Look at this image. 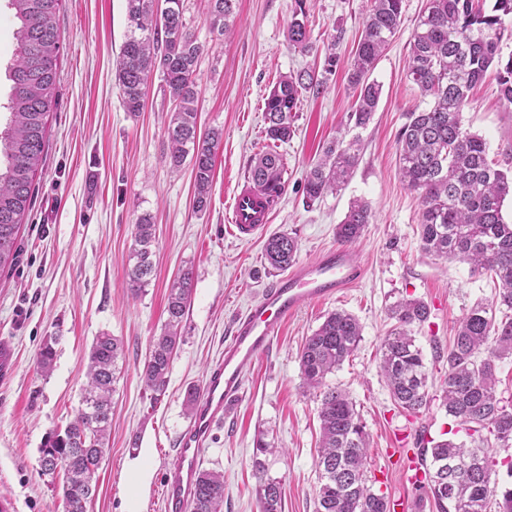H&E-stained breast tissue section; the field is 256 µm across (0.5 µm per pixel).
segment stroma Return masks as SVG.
<instances>
[{
  "label": "stroma",
  "mask_w": 512,
  "mask_h": 512,
  "mask_svg": "<svg viewBox=\"0 0 512 512\" xmlns=\"http://www.w3.org/2000/svg\"><path fill=\"white\" fill-rule=\"evenodd\" d=\"M182 4L188 29L205 47L197 70L200 130L222 133L203 211L195 208L191 165L176 172L166 163L172 103L160 75H152L139 114L122 105L114 62L128 33L126 0H61L43 161L16 264L0 273V341L13 347L11 372L0 379V502L10 504V512H63L60 485L39 476L41 449L77 409L89 349L106 332L123 340L124 357L111 436L87 512H164V472L190 419L187 392L202 386L234 318L280 275L264 258L267 234L296 236L297 262L314 260L336 246L337 224L360 199L372 212L354 246L365 268L362 282L331 299L307 301L282 324L272 349L247 366L244 393L215 430L202 466L224 474L223 512H259L253 460L257 440H264L270 448L264 476L280 481L282 512H315L319 399L303 383L299 352L327 313L343 309L359 320L362 340L327 382L355 402L370 435L369 468L382 491L402 501L405 512H430L424 489L408 481L399 455L419 434L439 437L448 417L438 397L416 415L394 404L378 367V350L393 326L388 310L404 297L429 306L428 320L414 334L438 386L457 322L491 298L493 284L466 264L422 251L420 201L399 176L400 130L408 114L423 107L407 72L409 41L426 0H405L400 26L372 73L381 100L358 132L361 159L348 185L311 205L303 192L307 171L349 128L355 93L341 64L326 75L320 93L301 97L295 133L277 147L286 189L272 207L266 235L250 241L237 239L228 224L250 162L267 144L265 97L280 77L322 67L328 42H335L342 63L348 60L371 0H306L312 44L306 52L288 46L296 0H237L226 37L210 24V0ZM462 123L486 139L489 160L512 166V104L500 99L494 75L473 90ZM145 213L156 225L155 272L136 298L126 271L133 229ZM187 268L194 273L191 301L166 395L154 405L140 372L166 319L168 286ZM49 336L57 339L56 357L45 376L35 358ZM138 463L144 466L139 474Z\"/></svg>",
  "instance_id": "35a3bbf8"
}]
</instances>
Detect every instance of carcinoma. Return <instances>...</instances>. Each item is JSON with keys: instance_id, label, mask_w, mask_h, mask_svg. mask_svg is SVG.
Returning <instances> with one entry per match:
<instances>
[{"instance_id": "cac0c4a2", "label": "carcinoma", "mask_w": 512, "mask_h": 512, "mask_svg": "<svg viewBox=\"0 0 512 512\" xmlns=\"http://www.w3.org/2000/svg\"><path fill=\"white\" fill-rule=\"evenodd\" d=\"M17 20L13 32V63L7 109L8 126L0 129V270L13 268L18 233L32 201L33 178L43 160L45 122L51 91L57 80L60 52L57 12L61 0H7ZM404 0H372L356 49L348 64V82L356 91L349 119L354 127L368 125L378 107L382 88L371 79L376 63L401 22ZM236 0H212L213 26L229 30ZM288 27V46L310 48L304 0ZM512 18V0H427L409 42V76L426 107L411 112L399 136L402 182L421 203L419 237L422 250L436 258L470 266L498 284L492 299L471 307L460 320L446 361L448 373L441 398L448 416L469 432L472 445L451 439L419 436L417 463L422 470L433 512H512V484L496 479L492 451L512 447V407L502 404L496 384L499 363L512 357V224L502 207L512 197V171L488 160L486 140L464 128L461 114L468 92L496 70L500 98L512 104V55L503 58L500 44L512 37L505 23ZM129 34L115 61V77L126 111L143 108L149 79L161 73L174 104L168 124V164L177 170L192 165L195 204L203 210L213 181L215 148L221 132L198 134L197 67L205 46L186 26L181 0H127ZM323 84L314 70L283 76L265 98L266 136L288 141L292 112L300 96ZM361 156L355 136L329 145L304 179L306 200L314 203L341 190L351 179ZM282 156L265 150L249 167L251 182L278 195L285 191ZM371 209L351 202L336 235L353 244L370 223ZM155 224L145 213L134 225V247L126 271L131 294L139 295L154 272ZM299 250L296 237L280 233L265 245V259L275 269L291 265ZM193 287V272L184 270L170 285L167 322L153 337L140 377L152 391L153 402L165 394L167 377L179 340ZM428 306L402 298L390 307L395 325L380 348L379 368L394 403L418 414L430 401L432 381L412 327L425 322ZM359 321L346 311L329 313L306 338L299 356L306 387L319 392L320 442L316 468V512H389L388 498L374 490L368 476L369 435L356 405L344 390L326 383L358 348ZM57 337H46L36 355L37 368L54 367ZM123 341L108 333L96 337L88 354L86 383L80 406L64 430L41 450L40 476L63 473L64 512H87L96 494V472L112 427V396ZM224 473L199 472L191 512H223ZM282 486L261 478L259 512H281Z\"/></svg>"}]
</instances>
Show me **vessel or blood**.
Listing matches in <instances>:
<instances>
[{"label":"vessel or blood","mask_w":512,"mask_h":512,"mask_svg":"<svg viewBox=\"0 0 512 512\" xmlns=\"http://www.w3.org/2000/svg\"><path fill=\"white\" fill-rule=\"evenodd\" d=\"M270 211L264 197L238 194L233 234L247 241L261 235L268 227ZM363 275L364 267L352 249H332L276 279L256 304L239 315L224 340L222 354L206 373L199 401L165 470L166 512H186L213 431L242 396L246 366L271 349L281 325L306 301L334 297Z\"/></svg>","instance_id":"b4317fda"}]
</instances>
